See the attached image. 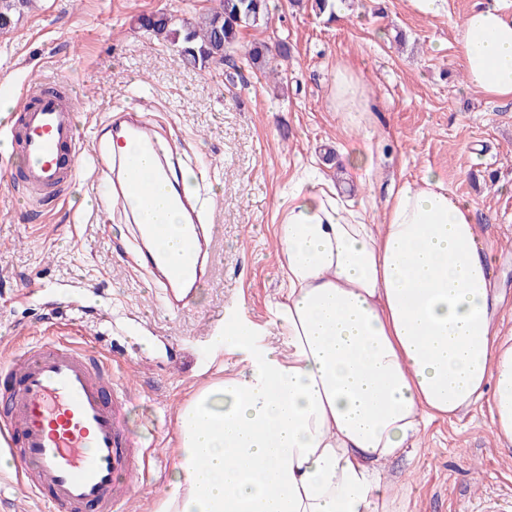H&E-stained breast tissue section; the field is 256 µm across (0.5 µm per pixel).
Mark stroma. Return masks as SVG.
<instances>
[{"instance_id":"obj_1","label":"stroma","mask_w":512,"mask_h":512,"mask_svg":"<svg viewBox=\"0 0 512 512\" xmlns=\"http://www.w3.org/2000/svg\"><path fill=\"white\" fill-rule=\"evenodd\" d=\"M474 2L438 0L425 15L413 0H349L331 18L307 2L271 0L267 25L202 69L183 64L140 19L158 11L195 17L216 0H35L0 33V99L14 98L24 82L73 86L89 143L113 116L144 110L175 142L211 215L208 281L171 313L131 225L97 211L91 172L59 204L30 202L3 178L15 151L0 136V357L44 336L69 338L127 380L125 422L149 457L135 512H156L172 478L180 407L238 368L217 332L225 313L269 325L284 286L278 230L304 177L380 224L391 186L441 176L475 207L504 294L499 327L512 332V99L467 84L456 35ZM280 40L291 56L277 63L278 83L244 54L252 43ZM340 62L370 87L373 110L357 124L333 105ZM366 151L371 168L345 166ZM384 472L404 481L393 512H512V449L498 446L484 405L431 420L413 457ZM0 512L51 510L26 495L14 470L0 469Z\"/></svg>"}]
</instances>
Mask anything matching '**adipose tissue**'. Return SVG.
I'll list each match as a JSON object with an SVG mask.
<instances>
[{
    "label": "adipose tissue",
    "mask_w": 512,
    "mask_h": 512,
    "mask_svg": "<svg viewBox=\"0 0 512 512\" xmlns=\"http://www.w3.org/2000/svg\"><path fill=\"white\" fill-rule=\"evenodd\" d=\"M470 87L512 98V15L476 0L458 32ZM337 111L371 110L359 75L337 65ZM150 207L173 262L181 217ZM279 246L287 286L272 324L287 352L235 320L240 369L181 409L173 479L158 512H388L403 484L385 464L418 447L428 421L490 406L512 446V336L478 241L472 204L440 176L391 191L382 230L348 215L316 183L288 200Z\"/></svg>",
    "instance_id": "obj_1"
}]
</instances>
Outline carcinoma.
Segmentation results:
<instances>
[{
    "instance_id": "1",
    "label": "carcinoma",
    "mask_w": 512,
    "mask_h": 512,
    "mask_svg": "<svg viewBox=\"0 0 512 512\" xmlns=\"http://www.w3.org/2000/svg\"><path fill=\"white\" fill-rule=\"evenodd\" d=\"M31 0H0V30H8L19 20ZM268 0H219L217 7L194 20L175 19L164 13L141 18V27L157 38L179 47V58L185 65L206 66L221 63L229 49L239 43L240 35L248 28L267 23ZM285 41L274 46L254 43L246 51L248 65L265 74H276L271 59H288Z\"/></svg>"
}]
</instances>
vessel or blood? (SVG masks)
Instances as JSON below:
<instances>
[{"instance_id": "obj_1", "label": "vessel or blood", "mask_w": 512, "mask_h": 512, "mask_svg": "<svg viewBox=\"0 0 512 512\" xmlns=\"http://www.w3.org/2000/svg\"><path fill=\"white\" fill-rule=\"evenodd\" d=\"M6 130L22 154L21 180L37 199L61 192L91 167L98 208L134 224L164 307L181 310L206 276L209 229L198 200L174 191L172 201L185 215L186 260L170 267L153 246L157 228L146 209L129 208V201L147 202L149 187L169 178L177 159L156 125L124 116L113 121L108 143L84 145L71 90L42 83L27 87ZM128 402L105 359L64 339L43 341L0 362V451L17 464L25 492L52 512H126L145 455L125 426Z\"/></svg>"}]
</instances>
